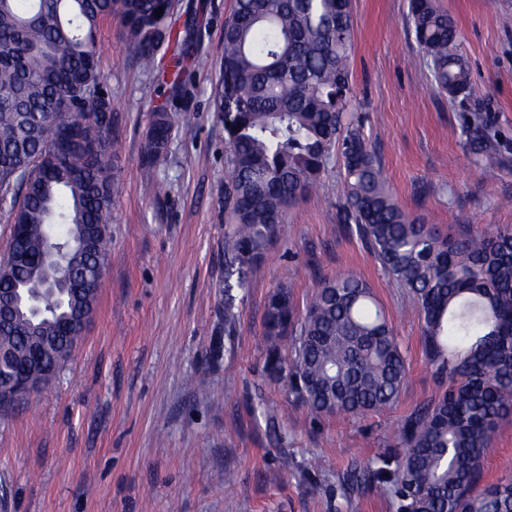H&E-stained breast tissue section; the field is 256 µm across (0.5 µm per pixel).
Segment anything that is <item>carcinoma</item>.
I'll return each mask as SVG.
<instances>
[{
  "label": "carcinoma",
  "mask_w": 512,
  "mask_h": 512,
  "mask_svg": "<svg viewBox=\"0 0 512 512\" xmlns=\"http://www.w3.org/2000/svg\"><path fill=\"white\" fill-rule=\"evenodd\" d=\"M163 15H154L158 9ZM118 21L145 73L165 88L143 148L152 165L167 148L169 102L203 59L192 55L193 18L177 25L171 0H0V199L21 231L0 264V289L41 296L45 314L18 313L0 348L25 357L63 336L59 317L88 296L51 284L70 274L100 279L108 255L114 164L112 95L101 70L100 25ZM409 21L432 88L466 96L470 70L454 20L435 0H410ZM351 0H235L224 19V288H243L287 210L334 159L346 185V215L382 268L406 288L440 394L411 412L396 448L347 470L350 491L380 486L395 512H512V478L483 480L484 455L512 415V229L444 237L409 217L386 185L361 127L343 125L353 106ZM172 65L156 67L161 46ZM480 162L505 157L475 113L466 126ZM265 371L288 382L311 415H359L393 405L408 358L372 288L350 272L324 279L305 309L293 286L268 297Z\"/></svg>",
  "instance_id": "carcinoma-1"
}]
</instances>
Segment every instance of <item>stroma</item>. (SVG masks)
<instances>
[{
    "label": "stroma",
    "instance_id": "obj_1",
    "mask_svg": "<svg viewBox=\"0 0 512 512\" xmlns=\"http://www.w3.org/2000/svg\"><path fill=\"white\" fill-rule=\"evenodd\" d=\"M456 22L471 71L467 96L434 90L408 19V0H352L353 115L389 189L410 217L442 234L512 227V161L477 162L461 131L481 114L512 149V0H436ZM198 6L204 60L177 100L191 131L175 128L164 156L141 152L156 97L117 21L99 30L112 88L120 180L109 265L92 322L54 387L0 413V512H394L378 488L347 492L343 475L393 447L403 419L438 392L419 322L402 288L345 223L340 165L326 188L289 209L265 256L234 289L224 328V19L234 0ZM167 186L155 198L154 182ZM350 271L373 289L409 358L393 406L354 417L307 416L287 381L264 372L268 296L292 284L305 307L324 277ZM263 397L275 425L257 411ZM290 456L289 471L279 467ZM487 480L512 476V419L484 458Z\"/></svg>",
    "mask_w": 512,
    "mask_h": 512
}]
</instances>
